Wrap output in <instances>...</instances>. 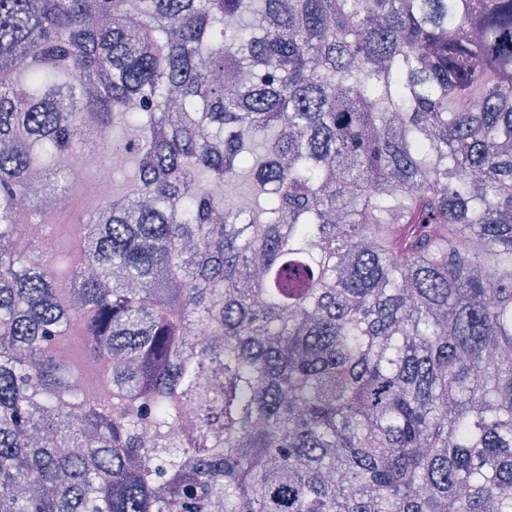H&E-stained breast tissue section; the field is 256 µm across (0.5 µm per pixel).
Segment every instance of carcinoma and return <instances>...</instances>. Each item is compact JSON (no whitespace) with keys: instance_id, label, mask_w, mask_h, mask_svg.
Instances as JSON below:
<instances>
[{"instance_id":"1","label":"carcinoma","mask_w":512,"mask_h":512,"mask_svg":"<svg viewBox=\"0 0 512 512\" xmlns=\"http://www.w3.org/2000/svg\"><path fill=\"white\" fill-rule=\"evenodd\" d=\"M0 512H512V0H0ZM124 155L113 152L104 143L90 152L81 154L74 159V163L83 169H78L76 174V185L78 191L74 193L67 206L57 212L50 214L47 224H55L57 235L64 233L68 224L85 222L86 216L94 210L104 199L112 198L113 193L122 189V185H128L133 179L132 167L128 166V181L122 182L119 174L112 171L98 168L85 169V166L104 167L110 170L120 169L124 164Z\"/></svg>"}]
</instances>
